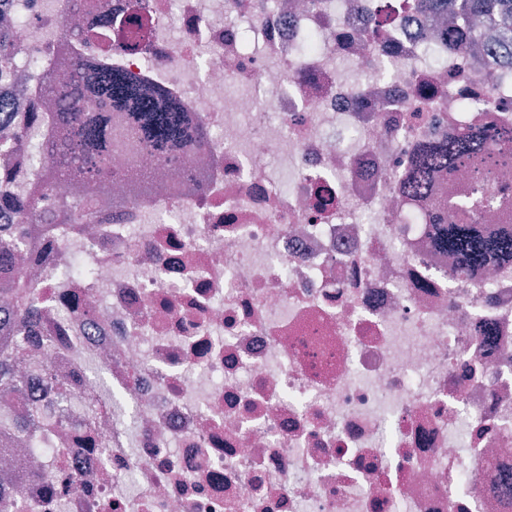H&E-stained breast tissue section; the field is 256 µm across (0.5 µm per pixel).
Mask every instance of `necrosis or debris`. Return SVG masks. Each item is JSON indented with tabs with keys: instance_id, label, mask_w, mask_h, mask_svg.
Listing matches in <instances>:
<instances>
[{
	"instance_id": "necrosis-or-debris-1",
	"label": "necrosis or debris",
	"mask_w": 512,
	"mask_h": 512,
	"mask_svg": "<svg viewBox=\"0 0 512 512\" xmlns=\"http://www.w3.org/2000/svg\"><path fill=\"white\" fill-rule=\"evenodd\" d=\"M107 62L201 123L180 168L119 150L91 221L16 234L61 424L15 430L24 512H512V271L465 279L427 226L469 187L420 145L512 128V63L448 43L415 0H142ZM126 0H0V223L48 162L43 76ZM160 175L141 198L127 172ZM199 169L201 186L185 172ZM100 398L82 428L87 394ZM124 13L121 16H111L106 18L100 25L90 26L85 31V42L91 43L88 40L90 34H98L103 36L106 40L97 44L99 48L106 49L111 39L117 42V46L124 48L127 51H136L139 49L142 41L145 38L146 22L141 13V7L138 0L131 1ZM123 16L127 18L122 22V28H126L120 34H114L112 31V23L116 19Z\"/></svg>"
}]
</instances>
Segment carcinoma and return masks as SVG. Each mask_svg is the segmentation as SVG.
<instances>
[{"mask_svg": "<svg viewBox=\"0 0 512 512\" xmlns=\"http://www.w3.org/2000/svg\"><path fill=\"white\" fill-rule=\"evenodd\" d=\"M419 6L438 14H448V25L454 26L462 18L467 25L455 31L454 39L462 50L475 48L482 34L468 25L473 18H481L494 26V36L500 40L512 36V0H418ZM124 31L115 34L111 16L101 24L91 26L85 35L98 34L105 38L99 44L108 48L110 41L127 50L139 49L145 38L146 22L139 0H132L124 11ZM62 66L81 71L88 86L83 103L70 99L66 88L54 76L46 78L44 89L63 102L64 110L51 118L56 126L59 147L52 154L42 182L29 194L26 207L16 212V225L24 229L33 243L41 233L40 214L53 198L54 183L64 177L75 181L79 203L75 206L60 198L55 199L59 213L75 223H85L93 215V203L102 194L112 177V114L118 113L128 126L133 142L139 149L157 155L175 151L188 153L199 143L188 113L169 101L167 95L147 88L140 79L115 68H98L71 51L62 60ZM512 159V131L500 130L484 135L471 128L460 130L448 144L422 146L413 157L404 181V196L413 198L427 184L431 172L442 161L448 168L472 169L473 181L482 184L494 178L497 170ZM128 177L144 196L159 188L157 178L145 171H132ZM489 201L474 195L460 202L448 215V223L436 228L434 245L456 257V275L463 277L489 264L512 267V231L486 233L480 228V212ZM13 295L8 315L0 313V395L25 390L26 378L17 371V360L26 355L15 337L28 336L30 318L35 301L32 286L15 280L5 284ZM36 478L34 474L0 477V512H19L17 493L2 490L5 485L18 488Z\"/></svg>", "mask_w": 512, "mask_h": 512, "instance_id": "cac0c4a2", "label": "carcinoma"}]
</instances>
